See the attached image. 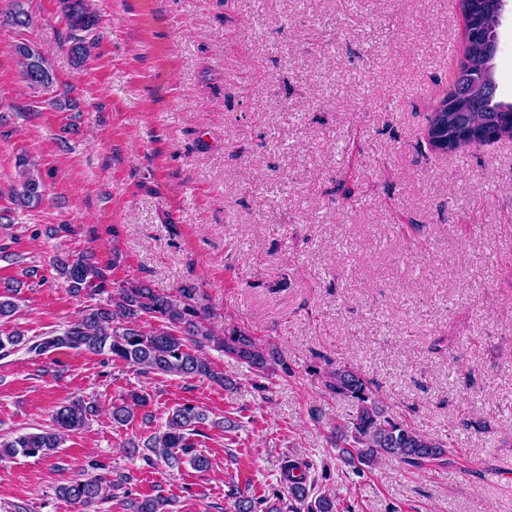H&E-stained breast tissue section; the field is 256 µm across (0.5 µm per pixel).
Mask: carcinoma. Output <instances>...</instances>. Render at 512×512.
<instances>
[{
  "label": "carcinoma",
  "instance_id": "obj_1",
  "mask_svg": "<svg viewBox=\"0 0 512 512\" xmlns=\"http://www.w3.org/2000/svg\"><path fill=\"white\" fill-rule=\"evenodd\" d=\"M11 2L12 23L21 28L31 27L33 19L25 9L26 0ZM458 4L462 12L472 4L476 10L466 28L464 60L454 79L462 108L458 112L448 111L445 97L433 105L429 117L426 140L431 150L441 153L485 141L512 139V103L496 98L494 81L501 0H458ZM66 10L73 28L89 29L96 25L92 0H66ZM13 52L22 78L37 75L43 90L56 84L52 66L34 43L19 42ZM43 186L39 168L26 156H19L15 185L10 190L13 205L20 210L38 206ZM52 268L71 293L78 295L85 290L106 293L109 298L103 304L86 306L67 328L38 340L25 338L20 330L0 335L1 355L7 356L20 346L36 357L65 350L106 354L113 363L129 365L143 375L198 377L223 386L228 380L198 353V348L211 343L257 375L277 369L286 376L291 374L276 346L260 345L249 331L236 326L224 328L221 335L208 326L207 308L197 301L191 288H182L173 295L143 281L114 282L88 251L57 255ZM18 284L14 278L0 282L1 322L12 321L17 313ZM154 321L158 325H152ZM323 386L330 394L354 404L350 418L336 426V443L342 444L341 458L357 475H363L382 458H397L418 469L451 464L448 445L421 435L391 416L360 371L346 366L336 368L325 374ZM141 403L142 399L134 393L120 398V402L112 403V420L121 425L130 423L134 417L132 407ZM94 412V405L80 398L72 399L54 411L49 428L7 439L0 437V459L19 455L48 457L61 447L63 436L82 429ZM207 420L206 411L198 405L179 404L169 413L165 429L151 435L144 448L170 468L180 467L182 456L189 453L194 469L204 471L209 460L194 453L192 436ZM298 469L300 463L288 461L281 474V481L296 504L295 512H336V501L326 495L312 505L306 503L309 491L305 477L294 474ZM130 481L128 475L112 480L101 476L63 486L58 493L79 507L80 512H97L95 505L112 498V491ZM168 503L169 499L161 494L146 495L135 499L132 508L134 512H170ZM235 508L237 512H276L268 501L244 496L238 498Z\"/></svg>",
  "mask_w": 512,
  "mask_h": 512
}]
</instances>
